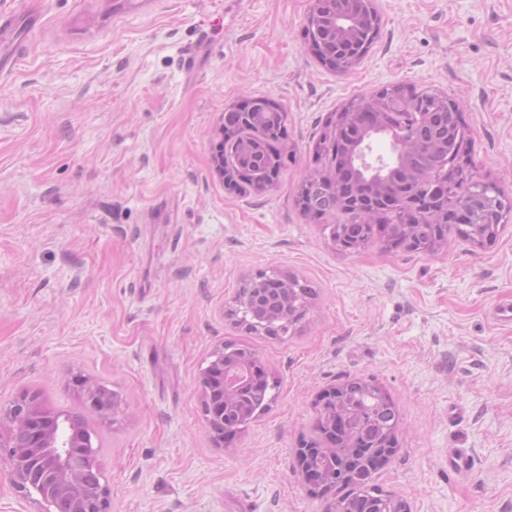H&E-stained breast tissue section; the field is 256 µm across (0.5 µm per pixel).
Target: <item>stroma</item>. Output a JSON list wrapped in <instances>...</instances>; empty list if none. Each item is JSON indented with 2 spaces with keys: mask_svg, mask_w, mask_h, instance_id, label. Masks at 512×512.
<instances>
[{
  "mask_svg": "<svg viewBox=\"0 0 512 512\" xmlns=\"http://www.w3.org/2000/svg\"><path fill=\"white\" fill-rule=\"evenodd\" d=\"M311 4L0 0L44 20L0 79V404L27 389L75 410L72 375L105 386L119 415L87 418L110 512H327L295 452L319 393L353 377L401 415L377 486L410 512H512V324L492 318L512 300V222L487 249L453 232L433 254L345 253L294 205L326 117L399 82L462 102L471 174L512 197V0H374L379 34L345 72L308 50ZM245 96L284 108L295 154L260 194L215 168ZM261 270L317 291L281 339L226 316ZM227 342L280 387L221 448L202 377Z\"/></svg>",
  "mask_w": 512,
  "mask_h": 512,
  "instance_id": "35a3bbf8",
  "label": "stroma"
}]
</instances>
